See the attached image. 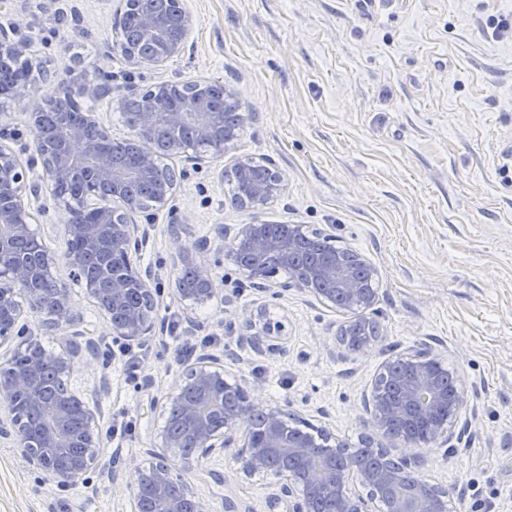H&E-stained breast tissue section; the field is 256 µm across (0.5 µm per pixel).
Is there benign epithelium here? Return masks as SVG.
<instances>
[{"instance_id":"obj_1","label":"benign epithelium","mask_w":512,"mask_h":512,"mask_svg":"<svg viewBox=\"0 0 512 512\" xmlns=\"http://www.w3.org/2000/svg\"><path fill=\"white\" fill-rule=\"evenodd\" d=\"M170 24L177 30L161 57H148L136 46L116 40L110 50L134 65L161 64L179 56L186 47L192 27L190 14L182 0H169ZM16 31L0 28V51L23 59L26 71L31 63L24 59L26 45L13 39ZM170 84L159 83L141 91L130 86L119 99L134 98L140 103L137 120L138 150L132 174L144 182L153 179L158 161L157 133L161 127L170 130L166 152L178 156L188 152L189 145L178 137L179 128L190 123L195 140L202 144L218 143L224 150L212 151L214 158L231 149L238 128L224 125L223 113L216 108L210 82L200 80L181 85V94L191 101L188 111L166 108ZM71 95L61 81L43 96L31 112L37 157L24 162L9 148L0 144V185L9 189L7 199L0 201V346L12 339L17 348L29 356L21 367L13 365L14 356L0 358V409L8 420L0 419V438L20 449L23 463L59 481H76L98 462L101 447L100 413L83 398L63 389L49 400L40 379L41 366L54 371L55 378L65 382L73 372L72 350L84 342L93 348L90 331L74 309L69 292L61 287L55 270L61 265L81 274L95 258L112 268L108 283L109 300H99L102 285L85 280L89 297L96 301L108 323L112 339L128 343H145L153 337L156 311L161 289L149 284L150 273L139 270L133 255L146 243L136 216L166 207L175 192V183L154 191L148 201L120 192L122 175L113 168L112 142L109 128L88 112L82 120L65 129L62 145L47 149L51 133L41 124L45 105L60 95ZM40 163L43 176L51 187L55 204L65 210L66 250L58 253L41 244L32 253L20 250L30 239H39L28 211V195L37 186L28 183L27 170ZM267 170L268 177L250 183L249 194L240 205L245 210H260L283 190V181L271 162L253 158L238 159L229 175L243 179L257 167ZM288 234H271L263 223L227 225L218 228V237L231 239L234 248L229 258L261 291H271L279 299L293 288L308 291L323 304L338 306L342 301L351 310H366L378 300L374 288L377 270L353 250L333 247V253L300 273H291L295 253L303 242L316 240L325 244L332 236L306 224L287 225ZM169 238L179 262L187 263L194 272L199 289L192 296L196 302L210 299L217 292L213 269L207 263L190 257L182 240L179 225H169ZM288 276L281 277V274ZM45 313L54 324L69 329V350L55 353L44 349L37 331L26 313ZM250 344L270 354L284 350L286 337L282 325L256 313L246 320ZM452 372L430 348H411L386 362L376 378L371 399L365 402L374 424L393 440L407 447L438 443L448 445L455 436L457 416L444 413L448 403L447 389L441 377ZM166 410L179 406L177 414L187 431L183 434L166 426L161 436L162 448H189L191 454L207 459L215 453L232 457L240 470L251 475L269 467L273 456L288 450L296 469L281 472L280 494L288 498V512H317L321 496L329 494L340 504L338 512H372L376 501L389 502L388 512H448V490L425 481L407 482V475L423 465L416 454L402 455L396 461L388 457L384 463L363 467L350 453L347 442L325 429L294 434L288 426V412L254 399L251 391L224 379V363L214 355H203L188 367L185 381L162 396ZM409 410L416 412L425 428L421 436L395 435L391 421ZM357 478L369 490L363 497L352 492L350 481ZM148 486L154 501L153 512H178L182 500L202 512V504L193 489L174 478L162 453L155 461L139 470L135 482Z\"/></svg>"}]
</instances>
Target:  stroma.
I'll list each match as a JSON object with an SVG mask.
<instances>
[{"instance_id":"1","label":"stroma","mask_w":512,"mask_h":512,"mask_svg":"<svg viewBox=\"0 0 512 512\" xmlns=\"http://www.w3.org/2000/svg\"><path fill=\"white\" fill-rule=\"evenodd\" d=\"M117 0H12L0 28H16L34 85L67 82L72 94L107 86L97 118L126 139L115 90L160 83L220 81L241 95L243 123L232 150L194 166L164 157L177 174L169 205L153 213L137 267L164 296L136 377L124 358L106 361L112 337L83 281L55 275L84 324L93 354L76 358L71 385L101 414L100 461L86 480L59 484L23 468L0 443V512H130L138 467L159 445L164 391L176 387L193 356L213 354L224 376L271 406H287L351 446L372 436L392 455L402 443L372 422L364 399L383 363L426 343L465 394L467 430L454 447L421 446L423 478L451 492L450 512H512V27L497 28L503 0H185L192 34L161 66H135L110 53ZM29 101L0 99L1 143L21 159L35 153ZM271 160L284 189L267 207L235 209L221 177L236 158ZM39 191L31 222L63 251L65 215ZM307 224L324 230L377 270L379 298L368 317L384 330L368 354L345 349L334 331L341 311L291 290L268 299L230 258L214 272V298L176 292L178 269L166 227L187 245L216 241L222 225ZM282 322L286 355L250 349L242 320L257 306ZM135 429L109 436L113 419ZM166 461L188 481L205 512H288L280 477L239 472L229 457Z\"/></svg>"}]
</instances>
